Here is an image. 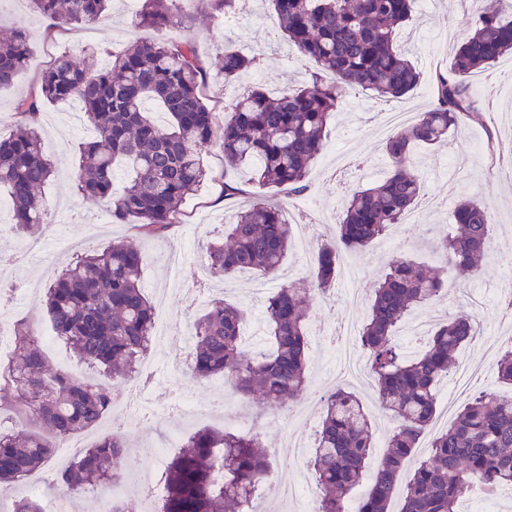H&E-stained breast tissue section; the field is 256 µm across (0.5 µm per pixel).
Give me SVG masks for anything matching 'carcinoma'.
<instances>
[{
    "label": "carcinoma",
    "mask_w": 512,
    "mask_h": 512,
    "mask_svg": "<svg viewBox=\"0 0 512 512\" xmlns=\"http://www.w3.org/2000/svg\"><path fill=\"white\" fill-rule=\"evenodd\" d=\"M110 0H29L32 10L56 26L93 24ZM139 23L163 29L173 24L176 0H141ZM283 38L312 61L310 82L275 94L256 86L240 94L220 124L203 93L207 70L194 41L132 42L110 64L75 62L62 55L44 72L37 95L18 101L12 134L0 139V187L12 203L19 232L41 225L39 189L53 173L35 127L39 100L77 98L94 130L79 146L76 189L103 203L112 221L138 226L144 236H161L177 223L180 206L207 179L202 145L221 131L224 164L252 168L258 188L223 242L210 244L211 274L228 280L249 269L275 279L291 246L290 224L264 191L299 194L309 166L326 148L328 126L343 105L346 88L379 101L413 90L420 71L400 49L401 29L413 20L415 0H267ZM31 36L24 28L0 39V88L11 85L27 65ZM512 53V0H494L471 24L451 61L433 85L434 102L413 123L391 134L385 151L386 179L354 190L338 216L336 239L318 246L311 276L276 289L266 300L269 346L243 350V308L223 299L194 319L189 368L195 377L220 375L241 397L258 396L284 404L307 388L305 323L312 295H324L336 280L341 250L362 251L384 237L417 205L424 185L414 160L417 146H434L459 128L474 104L467 82ZM256 64L255 57L226 48L224 82L231 84ZM159 104L167 125L156 124L147 103ZM133 171L116 189V164ZM456 232L431 240L458 277L477 275L490 248L489 208L472 198L454 209ZM144 254L130 242H114L80 255L47 288L46 312L56 336L83 362L102 371L92 383L48 368L27 323L12 326L15 352L0 362V388L10 393V409L26 426L0 432V486L20 483L46 466L55 448L98 424L112 409L108 381L128 379L151 346L153 306L141 274ZM444 266L427 267L398 254L373 290L360 343L369 356L380 410L393 422L387 452L356 512H389L397 479L413 457L436 415L437 385L448 379L459 349L476 336L473 320L454 312L435 324L424 348L404 354L396 329L408 315L446 293ZM501 382L512 385V346L497 361ZM322 418L309 465L320 491L316 512H347L374 453V423L359 398L341 387L321 398ZM123 427L82 451L57 476L74 492L98 484L118 485L124 473ZM270 472L268 453L255 433L201 430L188 436L166 465L160 512H252L251 504ZM512 490V396L482 393L468 402L452 425L434 433L402 489L401 512H459V502L475 483Z\"/></svg>",
    "instance_id": "carcinoma-1"
}]
</instances>
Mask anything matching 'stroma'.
I'll use <instances>...</instances> for the list:
<instances>
[{
  "mask_svg": "<svg viewBox=\"0 0 512 512\" xmlns=\"http://www.w3.org/2000/svg\"><path fill=\"white\" fill-rule=\"evenodd\" d=\"M488 2L470 0L467 12L461 13L453 8L450 0H433L428 6L417 0L415 22L403 31L401 40L421 72L420 83L405 97L388 102L369 99L357 90L345 94L342 111L330 123L328 146L309 169L306 194L274 196L284 219L293 227L292 245L283 266L287 279L307 277L312 267V252L301 248L304 234H311L317 243L333 238L341 202L347 192L380 182L389 174L390 163L383 151L386 137L380 132L383 113L415 114L430 108L433 76L439 69L449 66L453 46L463 39L462 22L466 14L476 13ZM16 27L29 31L31 51L27 66L14 85L0 90V136L14 129L17 101L37 91L43 71L58 56L77 59L90 56L103 67L134 37L150 42L173 41L185 35L193 37L199 56L210 70L206 102L219 114L223 113L225 105L251 86L260 84L272 92L286 86L297 88L309 80L314 69L313 63L298 50H285L282 41L271 38L276 20L270 10L257 8L240 23H227L216 12L212 0H180L174 25L161 30L139 25L138 12L129 7L127 0H112L110 14L98 23L63 29L53 28L50 20L35 15L28 0H15L11 8L0 11V37ZM228 45L260 58L257 67L243 72L237 82L229 85L225 84L220 71V56ZM510 72L512 56L507 55L492 68L471 75L470 87L495 86L493 110L475 106L462 127L449 134L447 145L416 148L414 156L425 186L417 206L421 214L419 223L401 224L391 229L388 237L395 242L393 250L383 249L377 241L364 251L342 253L332 289L313 299L311 317L321 320L325 335L308 340L309 384L318 383L326 364L328 337L338 335L348 324L362 326L369 310L367 299L393 252H407L419 261L433 263L434 252L423 234L425 225H434L436 233L443 236L454 233L452 212L456 204L461 199L473 198L492 210L493 239L500 248L496 254L488 256L480 273L468 280L465 287L449 286L447 296L428 305L427 311L438 314L446 306L463 308L478 329L483 330V338L471 340L458 353L459 358L479 370L471 380L469 395L482 391L512 392V387L499 382L495 371L500 349L512 343V322L499 315L494 303L500 288L508 283L504 270L512 269V246L505 244L506 239H512V173L498 167L491 155L475 154L480 142L498 150L512 148V124L497 119L502 111L512 109V98L505 94L512 85L505 79ZM39 118L42 148L53 162L56 173L42 188L46 205L42 227L23 233L7 224L0 226V328L10 329L21 319L29 322L50 367L57 369L66 363L78 376L93 377V370L74 360L72 352L55 338L44 310L45 293L74 257L118 241L140 245L145 255L142 284L150 296L156 289H166L165 301L156 309L155 316L168 324L173 339L151 347V380L126 391L133 402L153 407L157 417L150 421L140 418L126 421L129 451L122 462V470L127 474L161 476L166 462L157 458L154 449L164 436L225 428L220 415L166 417V410L185 394L191 395L197 405L208 404L219 396L222 382L218 376L198 380L189 375L191 345L176 341V334L186 330L188 323L215 298L242 305L251 315L263 307L266 299L265 294L257 290L259 276L250 271L238 274L229 290L211 287L205 293H198L193 281L178 279L168 263L169 256L175 248H183L184 266L200 273L205 271L207 242L223 230L225 223L233 222L237 212L249 201L245 195L220 200L221 187L227 181L246 184L251 173L246 168L225 167L221 142L213 140L202 153L208 172L206 182L183 201L179 221L167 237L147 238L139 233L136 225L100 221L103 204L85 200L78 194L75 173L82 138L73 128L86 126L84 114L66 111L61 102H46L40 108ZM352 262L359 267L355 286L365 299L357 308L348 305L343 291L348 265ZM238 409L255 421L262 443L272 452V474L312 484L308 457L280 456L276 450L287 440L313 443L321 420L320 405L309 406L305 412L298 413L290 403L280 407L257 398H243ZM111 429L110 418H103L93 429L64 444L47 466L34 472V479L42 486V499L52 501L62 512H101L96 489H86L74 498L61 495L56 474L68 464L73 453L95 444Z\"/></svg>",
  "mask_w": 512,
  "mask_h": 512,
  "instance_id": "1",
  "label": "stroma"
}]
</instances>
